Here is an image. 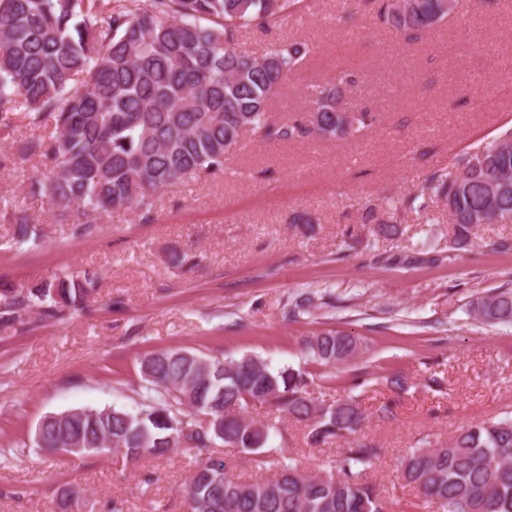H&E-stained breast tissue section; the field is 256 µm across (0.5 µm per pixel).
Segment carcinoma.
<instances>
[{
  "mask_svg": "<svg viewBox=\"0 0 512 512\" xmlns=\"http://www.w3.org/2000/svg\"><path fill=\"white\" fill-rule=\"evenodd\" d=\"M390 27L414 33L444 20L455 0H364ZM306 0H0L1 114L21 109L47 138L23 141L18 155L52 162L29 178L28 193L62 208L81 231L104 214L136 209L155 221L152 197L188 174H210L243 132L289 142L314 134L352 135L368 115L340 107L355 83L350 71L314 89L313 126L275 122L270 98L309 52L306 43H274L260 57L239 49L246 27L268 29ZM428 194L390 197L385 212H425L447 206L450 248L465 249L483 224L512 221V130L461 155L451 173L426 177ZM373 233L395 239L399 224L364 209ZM98 277L88 270L31 287L0 283V326L22 330L31 315L55 318L86 307ZM469 316L488 326L512 324V289L503 286L469 303ZM312 362L326 367L355 359L356 337L338 330L305 341ZM142 401L132 409L80 408L36 427L39 451L73 447L75 458L111 450L138 461L164 456L181 444L199 452L222 443L268 464L274 423L247 418L252 404L276 419L306 429L307 444L345 440L336 465L312 473L295 459L273 463L267 477L242 480L225 462L196 460L187 497L193 512H384L366 473L381 449L360 441L364 413L356 396L332 404L310 389L311 373L274 369L250 354L203 357L181 348L153 352L140 361ZM210 418L208 426L186 406ZM398 478L436 512H512V416L458 430L448 444L419 441L398 460Z\"/></svg>",
  "mask_w": 512,
  "mask_h": 512,
  "instance_id": "carcinoma-1",
  "label": "carcinoma"
}]
</instances>
